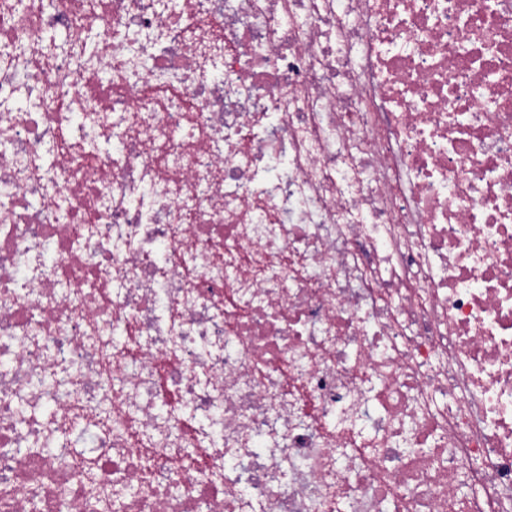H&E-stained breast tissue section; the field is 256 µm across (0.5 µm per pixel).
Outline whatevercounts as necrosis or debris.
<instances>
[{
    "label": "necrosis or debris",
    "instance_id": "necrosis-or-debris-1",
    "mask_svg": "<svg viewBox=\"0 0 512 512\" xmlns=\"http://www.w3.org/2000/svg\"><path fill=\"white\" fill-rule=\"evenodd\" d=\"M62 485L512 512V0H0V512Z\"/></svg>",
    "mask_w": 512,
    "mask_h": 512
}]
</instances>
